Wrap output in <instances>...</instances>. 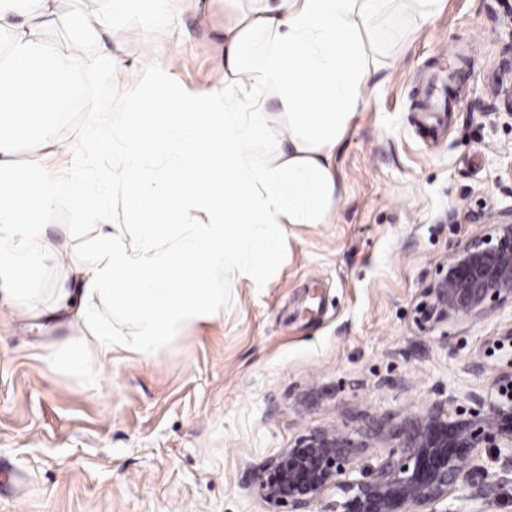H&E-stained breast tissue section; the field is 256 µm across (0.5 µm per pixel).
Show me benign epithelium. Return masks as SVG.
<instances>
[{
	"instance_id": "1",
	"label": "benign epithelium",
	"mask_w": 512,
	"mask_h": 512,
	"mask_svg": "<svg viewBox=\"0 0 512 512\" xmlns=\"http://www.w3.org/2000/svg\"><path fill=\"white\" fill-rule=\"evenodd\" d=\"M512 302V212L490 217L488 228L459 244L438 277L424 289L418 321L444 322L479 315L488 304ZM334 429L300 437L255 471L254 487L268 512H309L334 487L336 500L324 512H447L437 506L448 488L465 477L478 448H493L494 481L475 488L486 499L512 485V391L495 399L470 391L431 402L396 427V449L358 469L354 461L370 436Z\"/></svg>"
}]
</instances>
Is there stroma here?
<instances>
[{
  "label": "stroma",
  "instance_id": "35a3bbf8",
  "mask_svg": "<svg viewBox=\"0 0 512 512\" xmlns=\"http://www.w3.org/2000/svg\"><path fill=\"white\" fill-rule=\"evenodd\" d=\"M171 30L148 36L122 21L88 44L142 68L166 53L175 83L204 91L224 82L228 0H171ZM381 69L369 103L336 153L341 198L331 223L289 226L287 261L267 287L215 273L218 317L187 326L151 358L133 352L85 370L53 366L79 330L55 291L72 288L66 258L27 277L29 306L0 292V466L26 484L0 490V512H266L252 474L300 436L395 424L448 394L496 392L512 373V305L420 327L414 309L478 213L512 210V0H441L421 21L396 0L372 27ZM462 50L448 93L454 112H426L435 70ZM125 80L102 77L92 94L102 124L123 130ZM90 133L69 113L52 143L25 139L15 158L66 153ZM48 236L86 253L102 223L125 220L62 196L40 216ZM492 473L470 472L448 491L449 512H512V486L475 500Z\"/></svg>",
  "mask_w": 512,
  "mask_h": 512
}]
</instances>
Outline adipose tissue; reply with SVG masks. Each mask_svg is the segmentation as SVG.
I'll return each mask as SVG.
<instances>
[{
	"mask_svg": "<svg viewBox=\"0 0 512 512\" xmlns=\"http://www.w3.org/2000/svg\"><path fill=\"white\" fill-rule=\"evenodd\" d=\"M56 2L0 0V273L30 274L59 255L36 216L60 192L98 205L108 191L140 187L125 201L138 246L114 224L91 255L70 260L84 297L111 296L135 315L138 332L115 335L77 309L82 336L55 358L72 370L120 351L151 355L188 324L217 316L214 272L265 287L285 259L290 225L330 223L340 197L336 148L367 105L364 90L379 68L368 30L390 0H245L224 29L222 86L176 89L167 57L154 56L127 94L123 132L102 129V105L85 98L91 135L69 152L64 180L39 157L17 165V143L53 141L68 87L89 86L122 63L49 51L28 29L31 9L56 27L77 28L82 44L119 21L138 20L150 34L172 16L170 0H107L105 10L77 17L59 13ZM262 139L273 147L266 159L253 151ZM107 155L112 163L100 169ZM151 162L169 167L154 187L146 183ZM190 211L204 221L172 233L170 218Z\"/></svg>",
	"mask_w": 512,
	"mask_h": 512,
	"instance_id": "ef3b65f1",
	"label": "adipose tissue"
}]
</instances>
